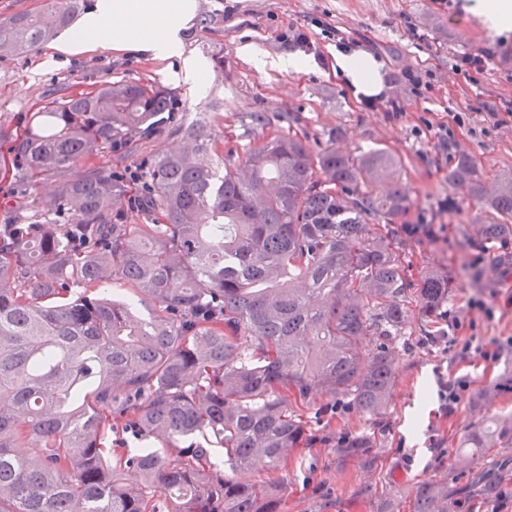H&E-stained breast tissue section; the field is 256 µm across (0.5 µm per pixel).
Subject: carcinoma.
Instances as JSON below:
<instances>
[{
	"label": "carcinoma",
	"instance_id": "cac0c4a2",
	"mask_svg": "<svg viewBox=\"0 0 512 512\" xmlns=\"http://www.w3.org/2000/svg\"><path fill=\"white\" fill-rule=\"evenodd\" d=\"M92 8L43 0L0 21V59ZM161 134L183 145L138 167L135 196L130 175L95 162ZM0 145V181L21 182L28 210L0 226V512H282L283 470L309 439L294 406L318 393L382 415L387 341L435 323L456 287L409 278L393 224L411 199L370 190L396 169L381 149L313 152L277 134L228 161L224 135L185 123L175 92L108 80L0 125ZM448 188L481 204L468 246L512 236V170L489 190L461 156ZM131 204L147 223H126ZM110 282L133 298L86 295ZM114 416L140 448L112 447ZM510 431L512 417L468 430L471 495L423 479L409 512L496 497L506 467L485 458ZM374 448L352 435L337 456L374 466Z\"/></svg>",
	"mask_w": 512,
	"mask_h": 512
}]
</instances>
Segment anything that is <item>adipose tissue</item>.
<instances>
[{
	"label": "adipose tissue",
	"mask_w": 512,
	"mask_h": 512,
	"mask_svg": "<svg viewBox=\"0 0 512 512\" xmlns=\"http://www.w3.org/2000/svg\"><path fill=\"white\" fill-rule=\"evenodd\" d=\"M198 0H96L93 10L58 47L75 55L109 44L113 49L135 52L156 60L180 59L184 80L204 88L206 65L186 54L182 33L195 21ZM337 74L358 91L377 94L382 63L364 51H334Z\"/></svg>",
	"instance_id": "1"
}]
</instances>
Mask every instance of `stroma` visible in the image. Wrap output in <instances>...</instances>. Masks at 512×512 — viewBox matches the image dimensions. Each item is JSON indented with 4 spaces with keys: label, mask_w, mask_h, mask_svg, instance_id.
<instances>
[{
    "label": "stroma",
    "mask_w": 512,
    "mask_h": 512,
    "mask_svg": "<svg viewBox=\"0 0 512 512\" xmlns=\"http://www.w3.org/2000/svg\"><path fill=\"white\" fill-rule=\"evenodd\" d=\"M471 2L198 0L212 21L193 24L183 38L210 64L201 92L177 78L179 60L158 61L108 45L64 57L49 43L0 60V124L7 127L24 123L63 78L78 82L90 73L98 80L155 81L172 89L189 112L210 113L224 131L225 153L238 159L278 133L305 139L316 150L334 142L347 152L380 148L397 159L399 184L412 200L403 223L433 228L429 237L402 235L408 275L417 281L449 273L456 286L433 339L414 323L392 338L397 384L383 416L325 397L302 408L312 440L288 461L283 512H379L388 488L405 496L425 478L458 480L466 430L512 415V266L499 261L500 254L512 253V237L485 251L461 249L479 206L462 196L456 207L448 205V167L458 155L471 157L488 177L512 169V34L488 31L469 11ZM326 22L337 37H325ZM292 26L314 44L309 72L269 73L241 54L245 44L260 56L291 52L284 35ZM343 39L382 61L381 93L403 101V116L390 119L382 109L364 106L361 95L333 73L331 51ZM217 58L223 70L213 69ZM407 69L421 75L419 89L405 84ZM498 112L503 121L495 120ZM440 124L448 128L446 149L435 136ZM473 266L481 269L480 280L470 277ZM493 343L502 347L499 358L484 360L478 346ZM460 381L466 391L455 411L443 414L442 384ZM362 433L376 438L375 466L336 455L340 439Z\"/></svg>",
    "instance_id": "obj_1"
}]
</instances>
